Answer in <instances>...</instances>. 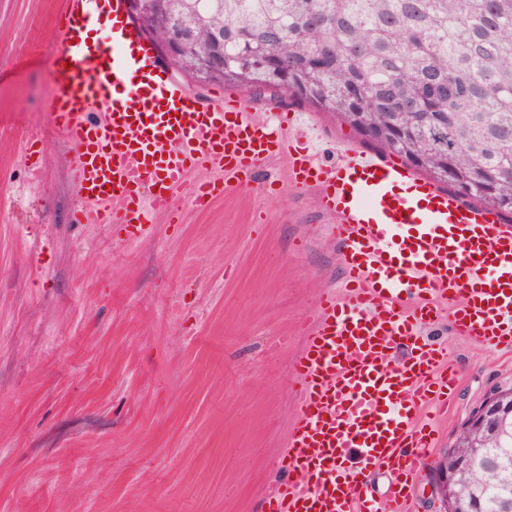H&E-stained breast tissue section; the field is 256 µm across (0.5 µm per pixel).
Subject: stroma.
Returning <instances> with one entry per match:
<instances>
[{"mask_svg":"<svg viewBox=\"0 0 512 512\" xmlns=\"http://www.w3.org/2000/svg\"><path fill=\"white\" fill-rule=\"evenodd\" d=\"M63 0H0V512H263L294 416L301 325L342 270L309 189L229 190L177 202L135 242L79 224L73 147L49 85ZM254 100V99H253ZM262 110L284 105L261 97ZM319 131L320 157L361 138L285 105ZM42 154L28 155L31 136ZM459 388L412 487L440 512L428 463L512 387V352L424 331Z\"/></svg>","mask_w":512,"mask_h":512,"instance_id":"stroma-1","label":"stroma"}]
</instances>
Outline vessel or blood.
<instances>
[{"mask_svg":"<svg viewBox=\"0 0 512 512\" xmlns=\"http://www.w3.org/2000/svg\"><path fill=\"white\" fill-rule=\"evenodd\" d=\"M123 10L124 0H64L57 20L50 95L54 128L76 152L71 176L86 202L76 221L120 225L135 241L182 193L201 208L283 162L333 221L342 283L303 327L284 477L267 512H411L415 456L434 442L422 414H440L457 389L446 349L421 329L447 311L456 334L512 350V225L349 143L321 161L299 114L263 116L227 90L196 96ZM104 25L110 38L91 39ZM194 171L211 177L188 183ZM376 470L391 478L381 502L367 485Z\"/></svg>","mask_w":512,"mask_h":512,"instance_id":"obj_1","label":"vessel or blood"}]
</instances>
